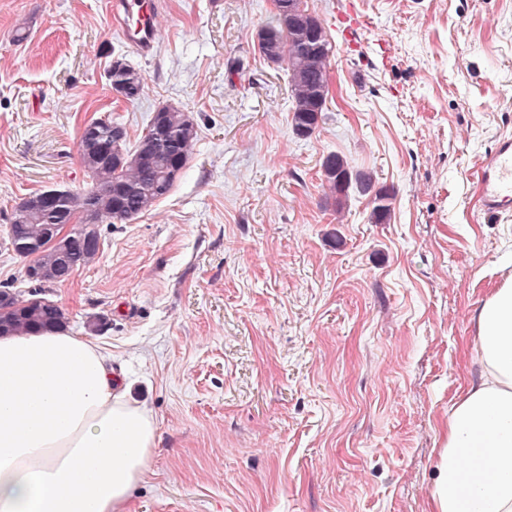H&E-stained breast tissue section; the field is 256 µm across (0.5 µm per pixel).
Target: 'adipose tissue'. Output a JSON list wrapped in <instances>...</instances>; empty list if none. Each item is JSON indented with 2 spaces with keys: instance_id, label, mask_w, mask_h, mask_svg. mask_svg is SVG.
Returning <instances> with one entry per match:
<instances>
[{
  "instance_id": "ef3b65f1",
  "label": "adipose tissue",
  "mask_w": 512,
  "mask_h": 512,
  "mask_svg": "<svg viewBox=\"0 0 512 512\" xmlns=\"http://www.w3.org/2000/svg\"><path fill=\"white\" fill-rule=\"evenodd\" d=\"M477 323L481 381L448 416L436 512H512V278ZM156 431L91 339L0 337V512H129Z\"/></svg>"
}]
</instances>
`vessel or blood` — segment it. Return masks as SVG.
I'll return each instance as SVG.
<instances>
[{"instance_id":"obj_1","label":"vessel or blood","mask_w":512,"mask_h":512,"mask_svg":"<svg viewBox=\"0 0 512 512\" xmlns=\"http://www.w3.org/2000/svg\"><path fill=\"white\" fill-rule=\"evenodd\" d=\"M155 0H115L113 21L129 43L141 54L152 52L157 39ZM481 209L489 216L512 212V137L496 140L478 173Z\"/></svg>"}]
</instances>
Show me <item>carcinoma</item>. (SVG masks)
Here are the masks:
<instances>
[{
	"label": "carcinoma",
	"mask_w": 512,
	"mask_h": 512,
	"mask_svg": "<svg viewBox=\"0 0 512 512\" xmlns=\"http://www.w3.org/2000/svg\"><path fill=\"white\" fill-rule=\"evenodd\" d=\"M275 13L258 31L259 52L266 60L286 67L291 98V125L302 137L319 126L327 100L323 88L331 43L324 26L312 30L288 25V0H274ZM112 91L127 102L144 92L142 75L128 64L109 71ZM198 130L189 113L162 106L146 126L134 149L126 147L125 129L118 123L96 118L81 131V165L91 179L84 191L61 189L47 202L43 193L33 194L18 204L7 235L22 262L24 277L39 287L67 281L71 275L93 264L100 250L97 225L107 221L126 222L148 212L169 195L189 162ZM330 191L346 193L356 184L360 193L371 190L372 178L364 173L351 176L347 162L337 154L322 161ZM392 195L375 194L373 216L384 220L391 209ZM71 225L69 250L52 244L56 228ZM69 318L56 302L35 294L27 299L16 292L0 297V336L29 332L61 331Z\"/></svg>",
	"instance_id": "1"
}]
</instances>
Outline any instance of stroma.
Segmentation results:
<instances>
[{
	"mask_svg": "<svg viewBox=\"0 0 512 512\" xmlns=\"http://www.w3.org/2000/svg\"><path fill=\"white\" fill-rule=\"evenodd\" d=\"M111 2L0 0V287L34 289L16 204L88 189L85 121L133 142L160 105L194 118L171 193L99 224L95 263L43 289L157 420L131 512H433L448 412L480 381L477 311L512 273V216L481 213L477 180L512 136V0H307L332 42L308 138L257 47L273 0H158L146 57ZM118 59L136 102L112 92ZM331 153L391 192L388 219L368 194L337 203ZM110 84L112 82V92L118 97H122L127 102H134L140 99L144 92V80L142 75L130 65L123 63L121 69H111L109 71Z\"/></svg>",
	"mask_w": 512,
	"mask_h": 512,
	"instance_id": "obj_1",
	"label": "stroma"
}]
</instances>
